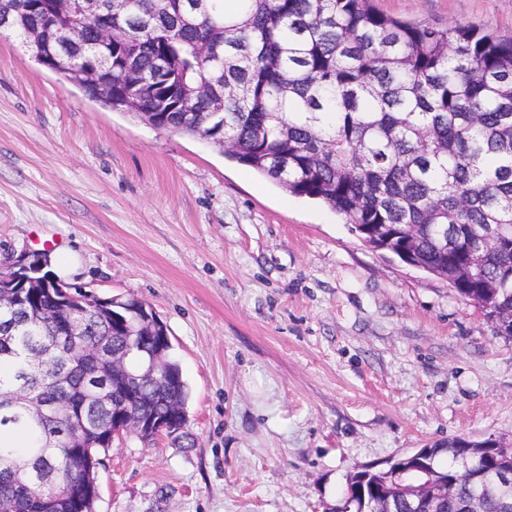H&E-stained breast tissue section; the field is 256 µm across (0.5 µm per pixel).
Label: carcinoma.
I'll list each match as a JSON object with an SVG mask.
<instances>
[{
  "mask_svg": "<svg viewBox=\"0 0 512 512\" xmlns=\"http://www.w3.org/2000/svg\"><path fill=\"white\" fill-rule=\"evenodd\" d=\"M114 23L125 37L106 46L81 0H0L36 62L73 81L85 61H112V99L102 103L165 130L197 137L289 194L320 201L367 245L448 281L456 292L507 321L512 339V38L471 25H418L383 14L373 0H125ZM209 40L202 55L199 44ZM210 93L179 107L186 86ZM28 305H0V392L20 385L44 400L64 399L30 420L0 410V495L18 512H40L35 493L72 512L85 459L107 451L112 409L96 407L103 380L95 359L52 349L54 323ZM72 329L81 345L105 338L130 352L147 328L136 298L100 306L74 290ZM64 367L65 384L52 371ZM131 415L184 410L189 388L176 362L141 387ZM459 438L438 442L435 466L454 473ZM28 464L48 476L42 489L13 480ZM481 497L482 512H503L494 473L456 480L455 502Z\"/></svg>",
  "mask_w": 512,
  "mask_h": 512,
  "instance_id": "1",
  "label": "carcinoma"
}]
</instances>
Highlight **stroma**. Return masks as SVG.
Instances as JSON below:
<instances>
[{"instance_id": "1", "label": "stroma", "mask_w": 512, "mask_h": 512, "mask_svg": "<svg viewBox=\"0 0 512 512\" xmlns=\"http://www.w3.org/2000/svg\"><path fill=\"white\" fill-rule=\"evenodd\" d=\"M512 37V0H375ZM135 297L187 422L115 441L95 512H328L347 476L437 441L512 443V340L446 280L366 246L209 142L104 107L0 34V267Z\"/></svg>"}]
</instances>
